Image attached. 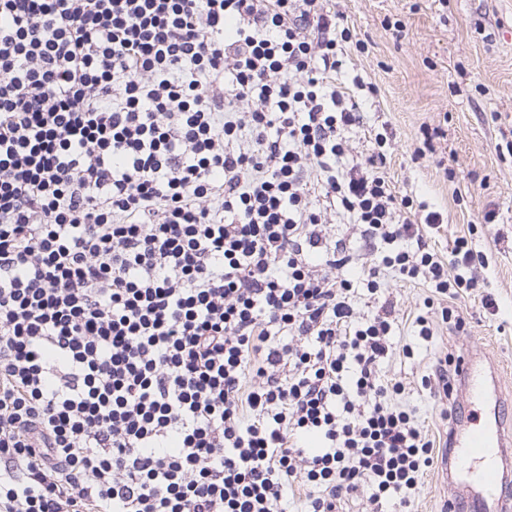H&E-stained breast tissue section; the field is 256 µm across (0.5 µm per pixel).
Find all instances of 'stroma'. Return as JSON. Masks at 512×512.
I'll return each instance as SVG.
<instances>
[{"label": "stroma", "instance_id": "35a3bbf8", "mask_svg": "<svg viewBox=\"0 0 512 512\" xmlns=\"http://www.w3.org/2000/svg\"><path fill=\"white\" fill-rule=\"evenodd\" d=\"M340 25L355 39L339 80L356 101L364 123L351 133L360 153L387 132L386 172L397 191L428 210L441 212L435 237L443 259L453 239L477 225L472 246L488 263L485 281L461 300L465 334L437 325L431 340L415 336L412 322L429 290L386 278L384 287L399 318L393 353L382 378L400 381V401L413 410L430 438L447 439L448 422L437 398L421 389L445 353L489 354L501 364V395L512 401V155L498 147L512 141V0H329ZM400 29H391V22ZM375 85L369 94L367 85ZM442 127L444 140L422 152L425 128ZM491 295L495 311L485 310ZM413 356H405L404 346ZM411 497L412 512H444L453 497L447 448Z\"/></svg>", "mask_w": 512, "mask_h": 512}]
</instances>
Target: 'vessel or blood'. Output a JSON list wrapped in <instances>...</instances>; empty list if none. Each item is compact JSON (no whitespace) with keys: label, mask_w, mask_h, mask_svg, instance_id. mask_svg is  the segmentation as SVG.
<instances>
[{"label":"vessel or blood","mask_w":512,"mask_h":512,"mask_svg":"<svg viewBox=\"0 0 512 512\" xmlns=\"http://www.w3.org/2000/svg\"><path fill=\"white\" fill-rule=\"evenodd\" d=\"M454 365L458 388L470 403L488 405L489 419L467 433H452L448 461L467 479L466 489L474 497L471 512H512L498 493L501 473L512 470V433L503 425L512 409L497 395L499 369L473 353Z\"/></svg>","instance_id":"1"}]
</instances>
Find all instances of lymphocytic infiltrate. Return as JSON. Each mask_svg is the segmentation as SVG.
<instances>
[{
    "label": "lymphocytic infiltrate",
    "instance_id": "1",
    "mask_svg": "<svg viewBox=\"0 0 512 512\" xmlns=\"http://www.w3.org/2000/svg\"><path fill=\"white\" fill-rule=\"evenodd\" d=\"M351 40L327 0H0V512L409 507L382 281L461 332L484 257L351 155Z\"/></svg>",
    "mask_w": 512,
    "mask_h": 512
}]
</instances>
